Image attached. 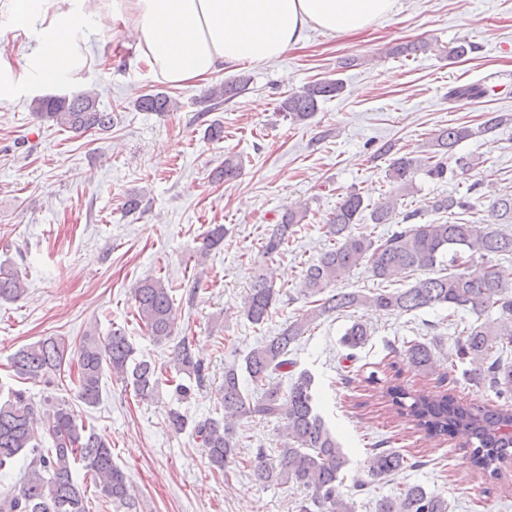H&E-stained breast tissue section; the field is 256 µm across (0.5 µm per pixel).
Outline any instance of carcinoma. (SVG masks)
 Segmentation results:
<instances>
[{
    "label": "carcinoma",
    "instance_id": "1",
    "mask_svg": "<svg viewBox=\"0 0 512 512\" xmlns=\"http://www.w3.org/2000/svg\"><path fill=\"white\" fill-rule=\"evenodd\" d=\"M248 78L216 84L207 98L220 105L246 90ZM339 79H319L286 96L279 110L293 122L309 120L319 109V102L340 94ZM486 90L476 84L451 88L450 98H478ZM141 112L160 115L172 112L177 103L159 91L144 93L135 100ZM32 112L42 119L72 132L105 133L112 130V113L98 107L92 91L72 95H44L32 102ZM508 117L489 114L474 131L467 126L439 129L420 155L401 153L386 145L382 154L389 157L386 179L389 190L381 200L368 207L364 197L353 189L344 193L330 213L325 233L333 241L308 263L299 284V294L312 301V307L280 329L275 335L251 349L243 364L224 367L221 393L223 414L189 424L178 410L168 413V425L176 432L192 426L196 439L210 463L218 469L234 459L238 440L236 423L243 418L277 419L283 422L282 448L274 458L259 448L251 462L255 481L262 485L294 482L308 491L297 505V512H354L353 500L340 492V473L346 455L336 437L315 411L312 378L306 372L294 375L283 387L275 377L292 370L296 362L288 358L297 342L319 318L344 310L374 307L398 315L427 307L448 305L478 317L497 311L492 320L476 321L457 341L459 358L469 364L465 375L476 384L494 391L496 397L512 395V362L504 358V349L512 346V193L497 196L493 208L504 227H481L454 218L455 210L474 208L467 200L452 195L437 198L430 208L448 214L445 222L414 224L416 213L403 214L398 229L386 239L374 240L353 233L364 213L373 224H391L398 212V201L413 193L420 174L441 180L448 173L465 175L473 168V159L456 154V148L476 134L488 135ZM456 168L448 170V162ZM243 173L242 160L228 155L224 165L216 168L212 179L226 183ZM307 208L288 209L266 234L261 254L271 259L288 241L292 227L302 223ZM224 242V225L215 224L203 240L199 258L207 257ZM481 261H476V258ZM363 266L383 281L403 273L425 272L427 276L409 288L382 289L365 293L361 290L335 291L333 286L349 272ZM437 267L448 268L435 276ZM26 292L22 273L10 263H0V300L16 301ZM136 315L154 342L174 335L172 298L164 281L148 276L137 282L132 291ZM280 301V289L265 269L260 268L246 291L243 312L246 319L260 325ZM369 336L361 322L353 323L341 338L343 347L355 350ZM408 366L427 371L435 364L433 344L411 341L405 350ZM77 367L76 381L80 400L87 406L99 404L101 381L105 371L132 387L135 396L148 401L159 393L162 369L150 359L136 355V349L124 329L112 328L106 340L89 332L78 347L70 349L65 340L47 337L20 347L11 355V367L22 380L50 385L61 377L64 368ZM170 366L177 374L201 381L204 364L195 358L189 338L184 336L173 346ZM246 373L256 395L244 393L240 374ZM383 397L398 413L408 417L415 427L434 437H445L460 430L468 440L472 466L484 475L497 476L500 464L512 459V406L463 404L455 397L442 394L427 396L411 392L397 383L383 391ZM42 421L52 447H41L35 424ZM30 458L20 482L0 490V512H87V488L73 478L79 464L100 488L101 495L119 509L132 512L125 473L114 464L109 441L78 422V415L64 400L46 397L34 402L23 389H10L0 395V470L13 466L19 455ZM409 464L402 453L378 445L367 451L366 466L375 479L386 478ZM375 512H448V499L413 485L402 492L385 496L375 503Z\"/></svg>",
    "mask_w": 512,
    "mask_h": 512
}]
</instances>
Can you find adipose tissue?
Listing matches in <instances>:
<instances>
[{
	"label": "adipose tissue",
	"mask_w": 512,
	"mask_h": 512,
	"mask_svg": "<svg viewBox=\"0 0 512 512\" xmlns=\"http://www.w3.org/2000/svg\"><path fill=\"white\" fill-rule=\"evenodd\" d=\"M78 0H22L27 20L43 28L28 58L30 75L47 82L80 74L87 58L74 15ZM82 1L99 25L137 33L140 57L163 81L182 86L242 63L277 60L307 29L330 35L362 31L390 17L398 0H112L111 10Z\"/></svg>",
	"instance_id": "adipose-tissue-1"
}]
</instances>
